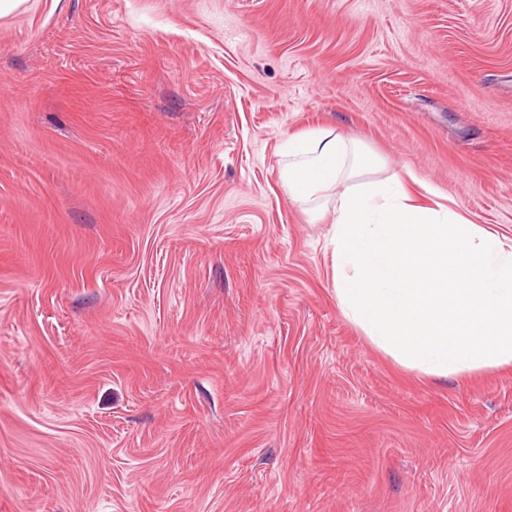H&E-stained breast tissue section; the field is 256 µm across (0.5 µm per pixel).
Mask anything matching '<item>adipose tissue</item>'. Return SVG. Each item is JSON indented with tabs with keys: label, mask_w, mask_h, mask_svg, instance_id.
I'll return each mask as SVG.
<instances>
[{
	"label": "adipose tissue",
	"mask_w": 512,
	"mask_h": 512,
	"mask_svg": "<svg viewBox=\"0 0 512 512\" xmlns=\"http://www.w3.org/2000/svg\"><path fill=\"white\" fill-rule=\"evenodd\" d=\"M282 157L291 201L336 195V305L374 348L426 378L512 367V240L418 200L413 173L370 178L379 160L356 140L312 129L289 137Z\"/></svg>",
	"instance_id": "1"
}]
</instances>
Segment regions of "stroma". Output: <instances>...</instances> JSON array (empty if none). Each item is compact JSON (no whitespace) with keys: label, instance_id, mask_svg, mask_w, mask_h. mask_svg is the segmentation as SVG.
<instances>
[{"label":"stroma","instance_id":"1","mask_svg":"<svg viewBox=\"0 0 512 512\" xmlns=\"http://www.w3.org/2000/svg\"><path fill=\"white\" fill-rule=\"evenodd\" d=\"M317 128L512 239V0L0 16V512H512V368L342 317L280 179Z\"/></svg>","mask_w":512,"mask_h":512}]
</instances>
